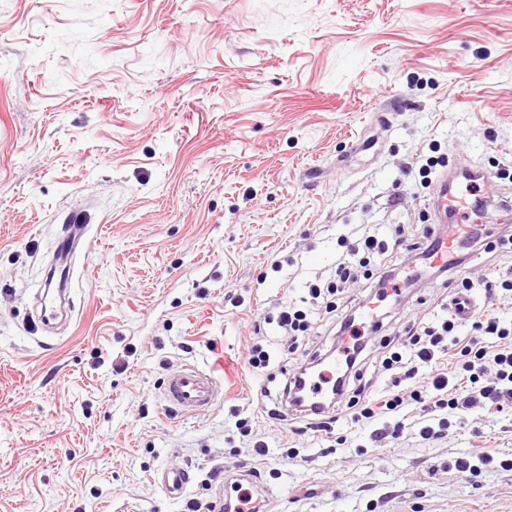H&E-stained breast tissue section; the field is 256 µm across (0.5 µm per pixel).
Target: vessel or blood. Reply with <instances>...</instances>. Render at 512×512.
<instances>
[{
  "label": "vessel or blood",
  "mask_w": 512,
  "mask_h": 512,
  "mask_svg": "<svg viewBox=\"0 0 512 512\" xmlns=\"http://www.w3.org/2000/svg\"><path fill=\"white\" fill-rule=\"evenodd\" d=\"M436 191V211L443 216L451 214L458 218L457 223L449 225L447 236L443 237L441 247L433 256V264L440 265L454 257L459 242L468 235L471 227L467 222L469 205L455 193L454 185L447 177H440ZM84 230L81 224L68 225L56 243L51 265L54 283L42 295L39 314L42 324H50L58 317L55 301L66 295L72 260L80 247ZM222 398L223 387L213 372L195 367H185L171 373L163 390V399L169 408L189 414L211 408ZM155 480L169 498L176 499L183 494L192 475L185 467L170 466L158 471ZM266 505L265 496L245 489L224 495V512H263Z\"/></svg>",
  "instance_id": "obj_1"
}]
</instances>
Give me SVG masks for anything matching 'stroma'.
I'll return each instance as SVG.
<instances>
[{"label":"stroma","instance_id":"stroma-1","mask_svg":"<svg viewBox=\"0 0 512 512\" xmlns=\"http://www.w3.org/2000/svg\"><path fill=\"white\" fill-rule=\"evenodd\" d=\"M429 157L487 173L481 221L512 225V0H0V512H183L242 465L277 512H512V470L454 468L512 459V408L373 450L367 425L293 434L246 363L339 236L436 230ZM70 214L73 307L46 332ZM449 295L425 279L392 305L371 397L381 337ZM184 366L223 400L166 408ZM169 465L193 474L182 499L152 479ZM86 224H68L66 231L58 239L51 265L54 283L51 288H46L42 295L40 322L49 326L51 321L58 317V310L55 305L57 297L66 295V284L71 273L72 260L78 251Z\"/></svg>","mask_w":512,"mask_h":512}]
</instances>
